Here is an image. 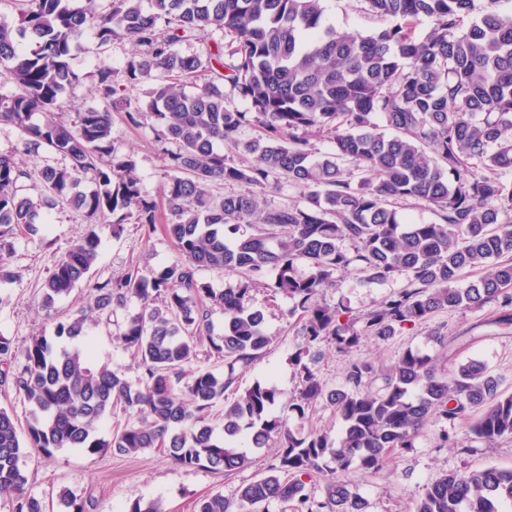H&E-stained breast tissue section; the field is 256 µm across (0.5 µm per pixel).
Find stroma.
Wrapping results in <instances>:
<instances>
[{
    "label": "stroma",
    "instance_id": "obj_1",
    "mask_svg": "<svg viewBox=\"0 0 512 512\" xmlns=\"http://www.w3.org/2000/svg\"><path fill=\"white\" fill-rule=\"evenodd\" d=\"M325 6L327 22L340 32L367 34L387 24L385 18L369 11L365 0H326ZM132 54L129 42L116 41L102 48L88 36L76 55L74 67L87 75L99 63L111 65L112 79L124 87L127 99L125 112L112 115L115 146L119 154L136 159L145 194L157 200L165 182L167 157L155 137L154 122L146 118L141 125L133 126L125 119L126 112L145 110L150 88L146 82L127 86L124 66ZM87 231V219L82 211L60 206L52 212L46 236L21 235L15 239L12 253L5 258L15 278L0 283V295L5 298L0 304V336L11 339L16 348H25L34 337L51 332L56 323L86 307L92 286L118 277L134 265L157 269L179 258L162 224L149 227L129 220L117 235L111 227H102L99 257L89 280L58 299L52 307H42L41 289L46 278ZM407 284L403 275L385 282H365L351 271L338 274L336 287L326 289L321 300L331 305L346 303L353 315L360 316ZM250 304L263 312L271 343L262 358L241 374L240 387H249L257 381L272 384L281 394L272 413L287 417L293 431L322 430L338 435L340 422L327 401H318L302 419L287 414L286 401L298 386L292 357L303 343L293 318L288 315V299L260 285L252 291ZM138 310V303L132 301L126 309L118 311L113 323L87 324L94 363L108 366L132 382L138 380L141 370L116 333L119 324ZM496 312L493 304L466 311L439 310L423 321L398 328L392 336L366 340L346 352L321 344L311 349L309 361L327 387L338 388L344 384L353 363L370 362L386 368L397 362L406 350L417 349L440 359L450 369L470 360L480 361L498 379L500 390L512 393V327L494 326L492 319ZM442 336L454 338V346L447 348L439 344ZM447 426V421L431 418L416 438L414 448L392 453L378 472L366 474L350 469L347 479L352 491L361 496L366 512H413L425 487L446 472L512 468V438L488 444L468 435L463 439V448H443L438 435ZM274 457L271 448L248 450L247 465L227 476L175 464L154 450L124 457L109 451L92 453L84 448H64L49 457L28 455L23 468L29 493L42 500L46 512H64L61 496L65 493L85 500L87 512H125L132 502L153 498L162 499L169 512H197L200 499L218 492L230 501L234 512H285L286 506L281 502L250 506L238 500L239 488L263 476Z\"/></svg>",
    "mask_w": 512,
    "mask_h": 512
}]
</instances>
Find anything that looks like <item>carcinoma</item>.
<instances>
[{
    "label": "carcinoma",
    "mask_w": 512,
    "mask_h": 512,
    "mask_svg": "<svg viewBox=\"0 0 512 512\" xmlns=\"http://www.w3.org/2000/svg\"><path fill=\"white\" fill-rule=\"evenodd\" d=\"M19 24L0 23V77L18 91L0 94V124L22 134L20 147L0 153V281L12 279L3 263L19 234L35 236L49 211L66 204L85 212L90 228L60 258L43 286L42 305L70 294L96 263L104 225L127 220L152 226L156 201L144 195L131 156L117 157L112 110L124 106L101 64L94 93L99 108L59 116L64 91L84 75L72 65L90 34L101 47L126 40L136 53L126 63L136 86L156 71L166 79L148 91L145 112H126L132 125L151 117L165 150L168 173L162 197L165 232L180 258L158 270L128 269L93 288L89 310L112 317L136 300L140 311L119 326L118 338L142 369L137 382L91 360L81 310L37 336L22 351L0 336V386L26 404V442L13 412L0 407V496L14 512H43L27 490L25 448L45 455L62 448L110 450L135 456L158 449L174 463L231 475L246 462L241 441L253 448L278 444L271 473L243 485L239 499L256 505L292 504L312 512L307 480L325 481V512H362L363 502L344 473L382 469L396 450L414 447L437 416L467 424L492 443L512 436V394L476 360L451 374L419 350L405 351L385 370L350 366L343 386L328 389L304 361L327 341L339 351L367 337L391 336L440 309L468 310L496 303L495 325H512V12L500 0H365L390 20L369 34L339 33L324 20L325 0H20ZM427 31L416 34L417 24ZM217 30L229 39L203 57L179 49L196 33ZM209 80L187 91L199 73ZM246 100L245 111L224 104V83ZM42 121L35 123V114ZM248 125L259 127L249 140ZM326 135L330 151H313L298 131ZM253 157L230 162L217 144ZM44 151L64 164L41 169L43 191L20 193L28 177L16 159ZM360 178L352 181L344 164ZM300 189L305 203L267 205L271 181ZM91 190L81 189L83 181ZM213 181L250 190L216 204ZM392 199L426 203L439 222L408 221ZM484 272L458 287L463 270ZM238 273L234 288L216 293L201 270ZM356 270L367 282L409 278L403 288L356 325L350 309L319 302L336 275ZM274 274L270 288L291 301L305 346L293 357L298 393L288 412L304 418L326 400L341 435L294 433L270 415L280 398L273 386L236 387L270 344L264 315L249 305L253 287ZM224 311V332L210 329L214 308ZM224 359V376L196 366L200 352ZM23 357L22 369L11 370ZM231 396H226V392ZM224 402V424L208 419ZM133 417L112 438L97 437L117 405ZM125 512H166L159 498L138 500ZM197 512H233L221 493L203 498ZM414 512H512V468L444 474L426 486Z\"/></svg>",
    "instance_id": "obj_1"
}]
</instances>
